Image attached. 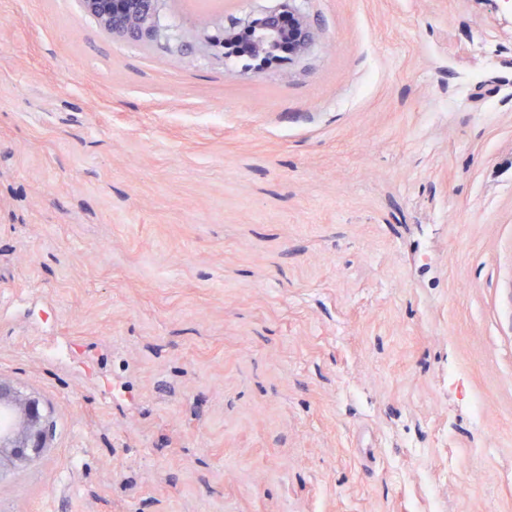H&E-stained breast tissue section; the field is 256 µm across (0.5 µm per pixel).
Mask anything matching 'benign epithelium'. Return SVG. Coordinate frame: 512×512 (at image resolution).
Here are the masks:
<instances>
[{
  "instance_id": "1",
  "label": "benign epithelium",
  "mask_w": 512,
  "mask_h": 512,
  "mask_svg": "<svg viewBox=\"0 0 512 512\" xmlns=\"http://www.w3.org/2000/svg\"><path fill=\"white\" fill-rule=\"evenodd\" d=\"M167 0H82L107 34L150 46L162 40H175L174 49L191 62L216 49L212 31L217 21L201 16L193 25L176 34L160 27ZM318 36V27L299 6L288 0V7L237 21L224 27V55L242 58L253 69L265 70L286 60L303 56ZM288 59H283V54ZM14 409L20 420L14 429L0 432V472L19 469L39 458L48 447V415L43 401L24 394L0 379V410Z\"/></svg>"
}]
</instances>
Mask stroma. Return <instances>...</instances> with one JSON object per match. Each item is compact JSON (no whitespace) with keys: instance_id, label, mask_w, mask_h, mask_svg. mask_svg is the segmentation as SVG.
Here are the masks:
<instances>
[{"instance_id":"35a3bbf8","label":"stroma","mask_w":512,"mask_h":512,"mask_svg":"<svg viewBox=\"0 0 512 512\" xmlns=\"http://www.w3.org/2000/svg\"><path fill=\"white\" fill-rule=\"evenodd\" d=\"M303 7L246 72L0 0V512H512V0ZM14 409L20 420L13 430L0 432V473L19 469L44 454L48 447V415L43 401L24 394L0 379V410Z\"/></svg>"}]
</instances>
